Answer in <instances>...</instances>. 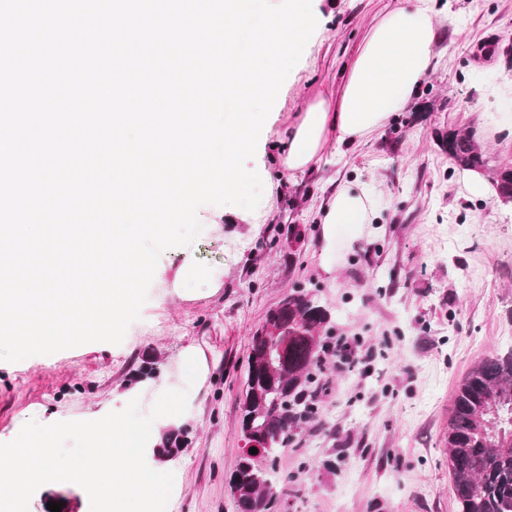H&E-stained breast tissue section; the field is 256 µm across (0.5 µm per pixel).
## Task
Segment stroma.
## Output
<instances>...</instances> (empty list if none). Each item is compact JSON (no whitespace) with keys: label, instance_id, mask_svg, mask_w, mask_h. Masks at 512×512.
<instances>
[{"label":"stroma","instance_id":"stroma-1","mask_svg":"<svg viewBox=\"0 0 512 512\" xmlns=\"http://www.w3.org/2000/svg\"><path fill=\"white\" fill-rule=\"evenodd\" d=\"M397 0H312L317 27L284 81L249 167L273 185L251 219L198 211L192 245L164 251L141 318L122 352L87 343L0 361V438L49 417L88 421L142 381L189 387L192 417L160 430L178 438L180 488L167 512H236L228 479L243 442L238 406L251 339L296 289L314 291L332 335L379 356L369 379L326 359L314 419L275 467V512H457L445 446L455 391L473 366L512 348V205L473 193L443 151L448 128L474 131L492 163H512V0H432L431 69L409 107L373 136L328 143L315 169L284 168L308 101L336 91L380 11ZM375 183L374 221L336 228L324 253L320 209L342 187ZM206 269L177 282L183 264ZM206 369L186 385L180 353ZM90 512L70 482L40 487L28 512Z\"/></svg>","mask_w":512,"mask_h":512}]
</instances>
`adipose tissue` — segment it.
Masks as SVG:
<instances>
[{"label":"adipose tissue","instance_id":"ef3b65f1","mask_svg":"<svg viewBox=\"0 0 512 512\" xmlns=\"http://www.w3.org/2000/svg\"><path fill=\"white\" fill-rule=\"evenodd\" d=\"M436 39L429 0H399L368 30L336 101L317 97L306 106L288 142L283 164L303 170L328 140L342 143L377 131L403 111L429 72ZM370 184L340 189L323 206L325 234L340 224L373 221Z\"/></svg>","mask_w":512,"mask_h":512}]
</instances>
